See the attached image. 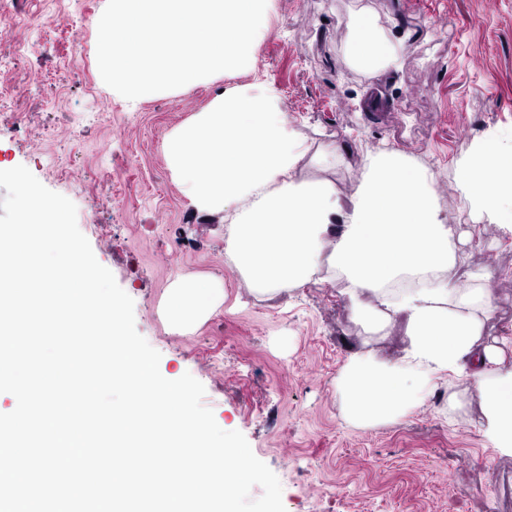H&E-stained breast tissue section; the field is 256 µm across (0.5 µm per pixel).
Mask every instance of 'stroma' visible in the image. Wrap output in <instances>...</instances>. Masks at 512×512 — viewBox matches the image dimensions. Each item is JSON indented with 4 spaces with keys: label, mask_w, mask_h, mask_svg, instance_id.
Instances as JSON below:
<instances>
[{
    "label": "stroma",
    "mask_w": 512,
    "mask_h": 512,
    "mask_svg": "<svg viewBox=\"0 0 512 512\" xmlns=\"http://www.w3.org/2000/svg\"><path fill=\"white\" fill-rule=\"evenodd\" d=\"M107 0H0L25 18L0 30V170L26 166L69 198L98 262L133 299L137 331L170 380L191 374L224 430L244 434L279 478L286 512H512V455L480 432L469 385L448 407L440 386L408 416L360 427L340 390L348 358H398L403 325L367 335L338 284L310 282L272 298L251 292L224 257V225L198 213L164 155L169 135L224 89L273 84L312 145L343 148L345 166L304 160L301 181L347 198L365 150L389 147L435 175L449 219L472 237L452 279L487 274L493 312L483 339L512 336V234L462 210L457 162L490 128L512 138V0H271L254 62L179 91L130 101L102 80L97 26ZM370 9L398 52L363 71L346 52L355 5ZM221 283L224 303L196 327L164 313L177 276Z\"/></svg>",
    "instance_id": "obj_1"
}]
</instances>
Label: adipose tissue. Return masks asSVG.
Instances as JSON below:
<instances>
[{"instance_id": "1", "label": "adipose tissue", "mask_w": 512, "mask_h": 512, "mask_svg": "<svg viewBox=\"0 0 512 512\" xmlns=\"http://www.w3.org/2000/svg\"><path fill=\"white\" fill-rule=\"evenodd\" d=\"M347 51L366 69L395 61L364 7L353 15ZM165 154L190 204L223 222L224 256L257 293L273 296L324 273L344 282L368 332L405 322L399 360L356 354L345 364L342 390L354 423L403 418L438 382L464 381L484 398V435L512 455V336L483 343L489 288L447 277L462 237L442 214L433 172L399 150L383 149L367 153L364 178L348 203L329 183L297 182L294 173L306 156L325 169L345 158L333 143L311 150L268 85L226 89L172 133ZM462 166L465 208L512 231V139L486 134ZM366 292L376 306L359 305ZM223 302L214 281L180 276L168 290L165 313L175 327L187 328Z\"/></svg>"}]
</instances>
